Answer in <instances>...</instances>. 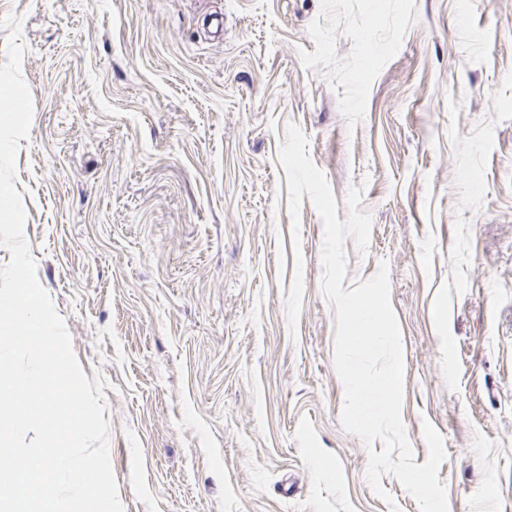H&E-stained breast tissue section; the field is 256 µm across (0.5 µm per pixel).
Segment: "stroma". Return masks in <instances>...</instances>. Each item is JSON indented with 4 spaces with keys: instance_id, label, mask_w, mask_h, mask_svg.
<instances>
[{
    "instance_id": "35a3bbf8",
    "label": "stroma",
    "mask_w": 512,
    "mask_h": 512,
    "mask_svg": "<svg viewBox=\"0 0 512 512\" xmlns=\"http://www.w3.org/2000/svg\"><path fill=\"white\" fill-rule=\"evenodd\" d=\"M33 122L15 187L39 284L100 374L124 512H420L340 423L323 222L285 127L346 219L344 289L387 267L416 464L449 512H512V0H0Z\"/></svg>"
}]
</instances>
